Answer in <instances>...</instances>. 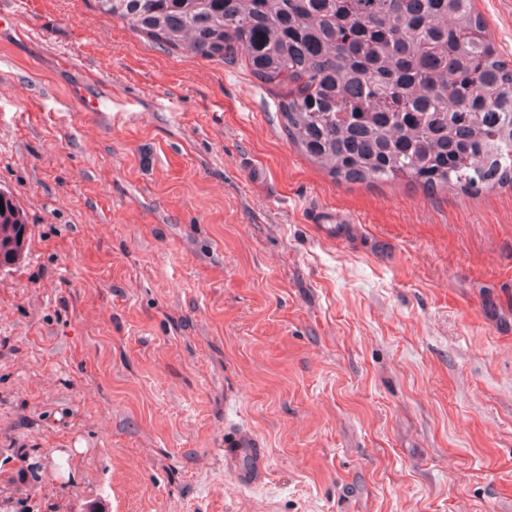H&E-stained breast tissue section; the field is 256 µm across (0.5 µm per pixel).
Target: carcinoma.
I'll list each match as a JSON object with an SVG mask.
<instances>
[{"instance_id":"1","label":"carcinoma","mask_w":512,"mask_h":512,"mask_svg":"<svg viewBox=\"0 0 512 512\" xmlns=\"http://www.w3.org/2000/svg\"><path fill=\"white\" fill-rule=\"evenodd\" d=\"M171 52L247 53L289 141L341 183L512 188V65L474 0H94ZM0 242L25 223L0 191Z\"/></svg>"}]
</instances>
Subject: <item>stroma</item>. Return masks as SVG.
Instances as JSON below:
<instances>
[{"instance_id":"obj_1","label":"stroma","mask_w":512,"mask_h":512,"mask_svg":"<svg viewBox=\"0 0 512 512\" xmlns=\"http://www.w3.org/2000/svg\"><path fill=\"white\" fill-rule=\"evenodd\" d=\"M474 3L512 62V0ZM8 13L0 512H512V189L334 182L243 59L94 0ZM0 200H2L4 206V211L0 210V242L10 241L14 237L16 239L17 246L19 239L22 241L27 232V224L25 222L23 213L10 194L4 191H0ZM17 224H23L20 228V234H22V237L19 239ZM26 237L22 245L19 243V246H17L19 252L25 243ZM342 221H346L347 223H341ZM316 223L321 233L326 237L332 239L336 238V241L339 242L346 241L352 235L356 234L355 228L350 225L349 221L340 218L335 212L325 210L317 211ZM227 446L235 448L231 459L237 482L243 486L258 482L263 476L264 448H260L254 440L242 436L231 438Z\"/></svg>"}]
</instances>
